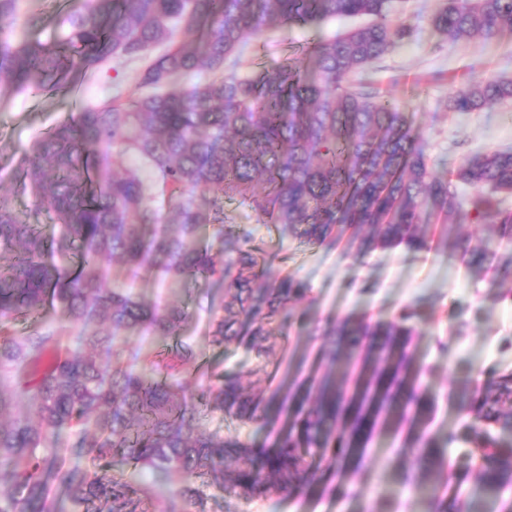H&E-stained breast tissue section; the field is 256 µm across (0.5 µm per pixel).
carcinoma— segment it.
Here are the masks:
<instances>
[{"label":"carcinoma","mask_w":512,"mask_h":512,"mask_svg":"<svg viewBox=\"0 0 512 512\" xmlns=\"http://www.w3.org/2000/svg\"><path fill=\"white\" fill-rule=\"evenodd\" d=\"M394 0H76L61 33L46 42L1 37L18 0H0V89L69 94L81 78L120 60L143 61L140 87L87 104L33 141L11 194L0 193V512H58L55 480L71 512H138L142 499L168 493L182 512H206L193 481L210 475L225 497L249 503L291 493L318 475L343 470L380 426H407L405 454L416 468L406 485L423 512H474L447 477L448 448L429 432L436 406L417 379L405 308L386 327L344 321L332 330L323 376L311 403L288 404V429L271 448L201 431L198 400L215 403L242 423L264 416L262 400L243 393L240 376L224 375L200 399L179 378L188 344L164 363L141 369L119 362L129 331L173 336L189 314L181 305L147 304L117 284L115 263L156 270L178 285L222 282L225 300L210 314L209 340L235 342L258 359L305 289L286 275L269 282L248 231L228 229L224 202L237 200L263 222L307 245L336 233L377 234L384 247L419 249L418 227L451 219L464 206L493 219L496 238L465 250L467 263L500 266L497 242L512 238V149L461 157L448 176L432 173L424 145L404 113L350 77L409 38L412 26L393 16ZM370 22L309 49L313 73L286 64L272 75L237 73L239 50L268 28L307 26L328 18ZM430 25L454 39L488 43L512 33V0H442ZM161 44L167 49L152 55ZM210 72L190 88L175 77ZM512 99V80L455 88L448 111L468 114ZM136 155L153 178L124 167ZM198 190L209 193L196 203ZM35 198L22 220L12 196ZM45 213L49 223L39 222ZM212 228V243L200 231ZM264 305L254 304L255 289ZM57 309L56 330L11 332L19 316ZM82 326V349L58 355L71 327ZM115 362L104 365L99 353ZM512 373L464 391L471 453L481 482L496 492L512 481V444L491 426L512 429ZM76 436L82 464L67 465L59 438ZM326 469L312 466L313 451ZM120 456L151 470L162 485L107 474Z\"/></svg>","instance_id":"1"}]
</instances>
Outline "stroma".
Wrapping results in <instances>:
<instances>
[{
    "label": "stroma",
    "instance_id": "stroma-1",
    "mask_svg": "<svg viewBox=\"0 0 512 512\" xmlns=\"http://www.w3.org/2000/svg\"><path fill=\"white\" fill-rule=\"evenodd\" d=\"M436 5L437 0H405L403 13L413 27L411 37L360 78L399 106L419 130L434 172L444 174L462 154L512 147V101L463 117L449 114L446 107L452 87L490 77L512 78V33L487 44L454 40L428 23ZM63 13L60 0H19L12 22L14 39L47 40ZM33 16L42 17V25L28 26ZM351 26L348 20H326L267 30L243 48L242 71L270 74L286 61L305 60L307 47ZM140 69V62L122 61L87 77L81 85L85 100H101L116 87L125 96H138ZM71 115L72 101L64 96L0 92V190L9 189L14 169L33 140ZM224 209L232 224L251 232L266 260L268 279L287 274L306 289L282 332L272 339L269 355L260 362L236 344L211 345L209 316L225 298L223 285L190 283L170 289L146 271L131 279L132 288L153 303L179 301L190 319L176 336H123L125 353L139 351L161 359L180 344H190L193 355L184 378L196 395L222 375H240L247 391L263 397L265 421H231L215 406L206 405L203 427L266 448L283 424L279 401L272 396L276 385L290 379L303 383L316 369L320 353L332 344L327 334L331 323L343 318L389 323L410 309L414 366L437 403L432 433L440 442L451 434L456 437L449 442L448 472L466 473L462 499L486 503L489 512H502L512 502V483L495 499L483 491L479 466L468 458L467 420L455 400L466 387L484 386L512 372V275L497 280L486 269L461 260L464 245L494 236V224L476 222L466 209L455 216L448 238H441L440 225L425 224L422 249L378 246L362 254L346 233L307 246L263 223L238 202H226ZM398 446V439L376 437L359 467L348 468L342 478L311 484L294 495L253 500L246 504V512H420L416 499L399 491L402 476L413 469L414 461L398 453Z\"/></svg>",
    "mask_w": 512,
    "mask_h": 512
}]
</instances>
